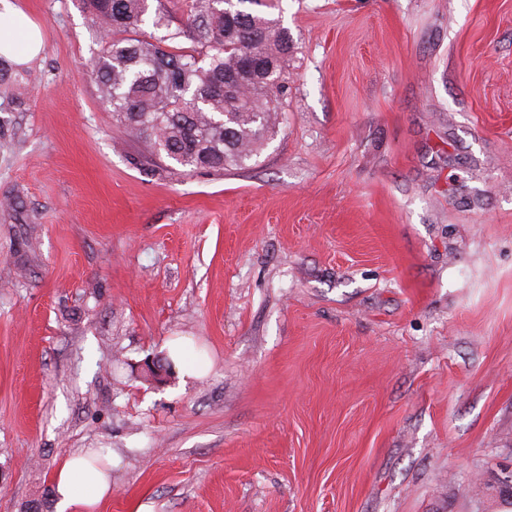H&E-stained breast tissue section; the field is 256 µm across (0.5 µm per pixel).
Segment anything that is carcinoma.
I'll list each match as a JSON object with an SVG mask.
<instances>
[{
    "mask_svg": "<svg viewBox=\"0 0 512 512\" xmlns=\"http://www.w3.org/2000/svg\"><path fill=\"white\" fill-rule=\"evenodd\" d=\"M276 2L192 0L195 56L165 48L177 32L137 37L149 18L168 27L149 0H90L103 28L127 34L105 41L91 68L105 109L185 172L249 168L278 123L292 48Z\"/></svg>",
    "mask_w": 512,
    "mask_h": 512,
    "instance_id": "obj_1",
    "label": "carcinoma"
}]
</instances>
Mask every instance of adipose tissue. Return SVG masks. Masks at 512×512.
<instances>
[{"instance_id": "obj_1", "label": "adipose tissue", "mask_w": 512, "mask_h": 512, "mask_svg": "<svg viewBox=\"0 0 512 512\" xmlns=\"http://www.w3.org/2000/svg\"><path fill=\"white\" fill-rule=\"evenodd\" d=\"M19 10L12 0H0V55L22 63L42 48L35 25L18 30ZM53 483L56 488V512H93L112 492L109 473L91 466L84 457L73 456L58 469Z\"/></svg>"}]
</instances>
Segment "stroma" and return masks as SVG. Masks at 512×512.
<instances>
[{"instance_id":"stroma-1","label":"stroma","mask_w":512,"mask_h":512,"mask_svg":"<svg viewBox=\"0 0 512 512\" xmlns=\"http://www.w3.org/2000/svg\"><path fill=\"white\" fill-rule=\"evenodd\" d=\"M13 2L0 512L98 449L100 512H512V0H281L271 140L189 175L105 110L89 0ZM11 0L0 2V55L14 60L17 63H24L37 55L42 48V40L38 28L29 23L24 29L22 36V47L18 46L17 38L20 31L17 24L21 13Z\"/></svg>"}]
</instances>
